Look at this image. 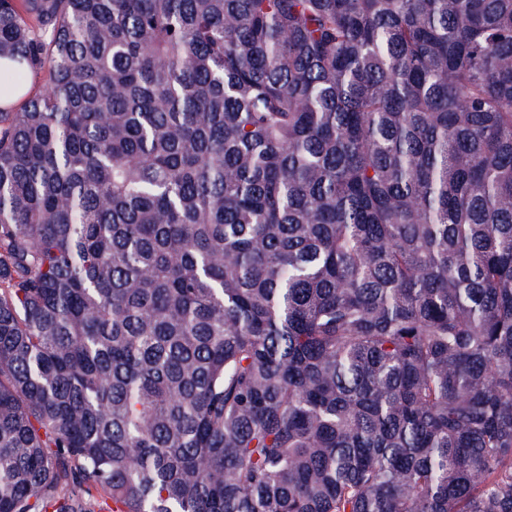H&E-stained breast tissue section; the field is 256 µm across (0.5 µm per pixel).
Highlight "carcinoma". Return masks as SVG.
Listing matches in <instances>:
<instances>
[{
  "label": "carcinoma",
  "instance_id": "carcinoma-1",
  "mask_svg": "<svg viewBox=\"0 0 512 512\" xmlns=\"http://www.w3.org/2000/svg\"><path fill=\"white\" fill-rule=\"evenodd\" d=\"M0 512H512V0H0Z\"/></svg>",
  "mask_w": 512,
  "mask_h": 512
}]
</instances>
